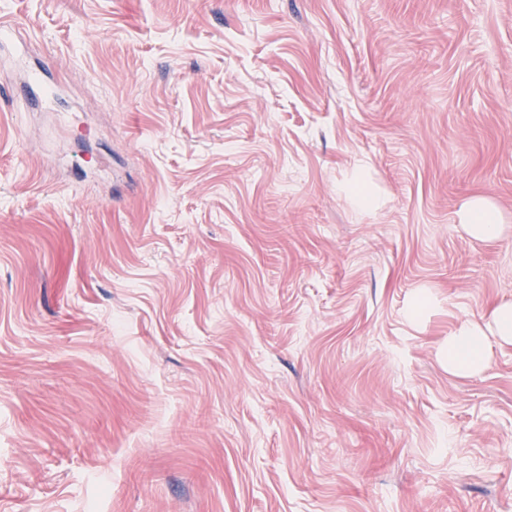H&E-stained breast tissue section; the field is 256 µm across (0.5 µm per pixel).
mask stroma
<instances>
[{
	"label": "stroma",
	"instance_id": "1",
	"mask_svg": "<svg viewBox=\"0 0 512 512\" xmlns=\"http://www.w3.org/2000/svg\"><path fill=\"white\" fill-rule=\"evenodd\" d=\"M1 25L0 512H512V0ZM463 221L469 233L477 238L495 235L500 226L498 212L479 199L468 204ZM488 332L491 336H499L502 340L512 343V303H502L492 314ZM488 349V333L482 325L462 321L448 338V369L475 374L482 370Z\"/></svg>",
	"mask_w": 512,
	"mask_h": 512
}]
</instances>
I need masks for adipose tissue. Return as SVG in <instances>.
Returning a JSON list of instances; mask_svg holds the SVG:
<instances>
[{
	"label": "adipose tissue",
	"mask_w": 512,
	"mask_h": 512,
	"mask_svg": "<svg viewBox=\"0 0 512 512\" xmlns=\"http://www.w3.org/2000/svg\"><path fill=\"white\" fill-rule=\"evenodd\" d=\"M512 343V303L496 307L488 325L465 320L448 338V368L471 374L482 370L489 336Z\"/></svg>",
	"instance_id": "adipose-tissue-1"
}]
</instances>
